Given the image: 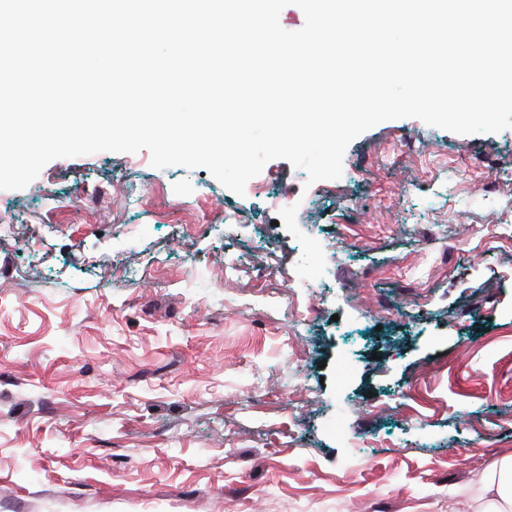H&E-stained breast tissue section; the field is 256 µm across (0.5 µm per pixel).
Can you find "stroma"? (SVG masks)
I'll use <instances>...</instances> for the list:
<instances>
[{
    "label": "stroma",
    "mask_w": 512,
    "mask_h": 512,
    "mask_svg": "<svg viewBox=\"0 0 512 512\" xmlns=\"http://www.w3.org/2000/svg\"><path fill=\"white\" fill-rule=\"evenodd\" d=\"M475 161L485 177H466ZM506 164L512 128L405 118L354 139L336 180L270 160L262 194L145 150L58 158L0 190V500L485 512L512 458V236L492 229ZM91 181L103 196L68 223ZM197 198L192 223L159 222ZM229 261L241 272L221 277Z\"/></svg>",
    "instance_id": "obj_1"
}]
</instances>
